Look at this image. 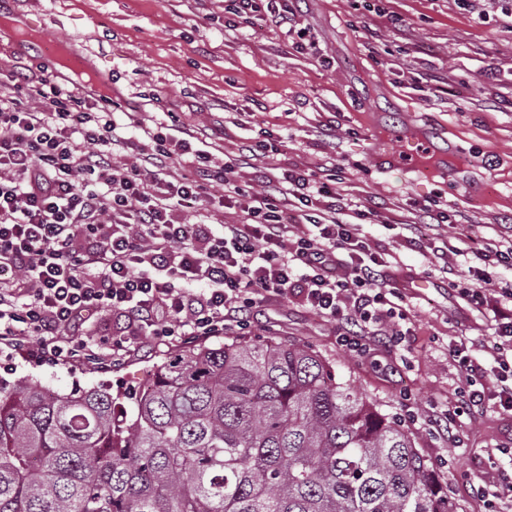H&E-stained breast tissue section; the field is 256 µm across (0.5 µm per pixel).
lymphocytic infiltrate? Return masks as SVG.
Listing matches in <instances>:
<instances>
[{"instance_id":"obj_1","label":"lymphocytic infiltrate","mask_w":512,"mask_h":512,"mask_svg":"<svg viewBox=\"0 0 512 512\" xmlns=\"http://www.w3.org/2000/svg\"><path fill=\"white\" fill-rule=\"evenodd\" d=\"M0 95V354L71 362L88 348L79 334L102 312L124 318L131 336L165 342L220 336L246 325L265 296L301 290L316 313L341 323V344L363 353L377 337L401 336L405 315L385 277L387 260L372 251L358 224L373 207L351 210L335 185L299 169L248 195L236 221L183 224L172 206L199 207L206 184L227 182L233 166L169 178L190 142L168 140L138 119H109L108 98L89 99L61 86L53 73L37 82L13 75ZM44 104L35 111L30 100ZM150 147L117 165L112 149L129 129ZM305 209L304 230L290 233L289 211ZM477 259L473 308L496 323L491 364L474 361L466 341L450 354L464 372L454 407L489 404L512 411V288L496 284L493 267L512 265V238L472 237Z\"/></svg>"}]
</instances>
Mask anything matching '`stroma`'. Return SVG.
<instances>
[{"label":"stroma","mask_w":512,"mask_h":512,"mask_svg":"<svg viewBox=\"0 0 512 512\" xmlns=\"http://www.w3.org/2000/svg\"><path fill=\"white\" fill-rule=\"evenodd\" d=\"M304 42L269 19L235 22L224 0H0V93L10 75L52 67L47 50L66 46L105 79L113 117L138 112L167 134L193 131V149L214 163L236 159L261 139L278 148L271 167L322 173L341 164L338 189L351 206H375L385 224L361 233L388 254L386 275L408 319L398 341L367 354L338 343V325L300 294L263 300L240 337L314 348L336 375L397 419L434 471L457 512L484 502L512 476V415L496 407L459 417L455 447L437 416L453 403L462 374L449 354L466 337L490 365L491 317L459 293L472 257L449 251L457 229L487 238L512 235V0H288ZM439 89L436 97L427 87ZM424 138L422 169L382 167L378 156L402 136ZM447 206L438 229L420 208ZM408 216L414 232L391 224ZM135 337L104 368L82 359L48 365L12 358L0 379L41 382L63 393L103 386L113 394L150 384L174 353Z\"/></svg>","instance_id":"35a3bbf8"}]
</instances>
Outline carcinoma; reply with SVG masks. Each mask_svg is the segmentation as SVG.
I'll list each match as a JSON object with an SVG mask.
<instances>
[{
  "instance_id": "carcinoma-1",
  "label": "carcinoma",
  "mask_w": 512,
  "mask_h": 512,
  "mask_svg": "<svg viewBox=\"0 0 512 512\" xmlns=\"http://www.w3.org/2000/svg\"><path fill=\"white\" fill-rule=\"evenodd\" d=\"M103 387L0 383V512H456L412 438L312 348L234 339Z\"/></svg>"
}]
</instances>
